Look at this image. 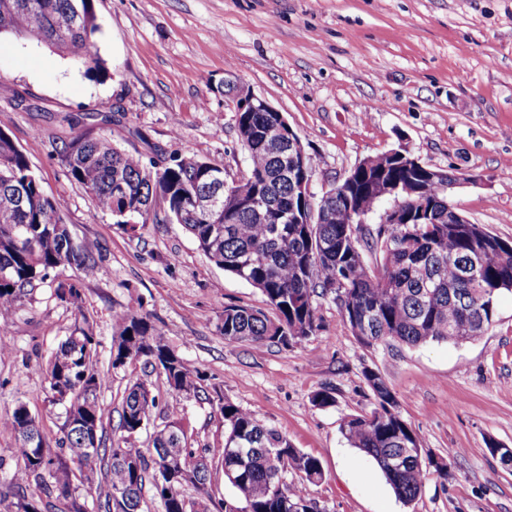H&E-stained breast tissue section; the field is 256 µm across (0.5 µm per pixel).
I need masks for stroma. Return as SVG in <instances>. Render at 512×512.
Segmentation results:
<instances>
[{
  "label": "stroma",
  "mask_w": 512,
  "mask_h": 512,
  "mask_svg": "<svg viewBox=\"0 0 512 512\" xmlns=\"http://www.w3.org/2000/svg\"><path fill=\"white\" fill-rule=\"evenodd\" d=\"M96 38L111 78H85L68 55L14 36L0 40V130L27 156L73 235L97 261L94 278L61 267L18 305L0 340V415L25 402L49 442L63 408L37 365L86 317L109 358L115 313L138 309L164 342L204 375L174 408L193 447H224L229 400L317 458L310 493L322 512H512V469L490 444L512 448V295L485 336L459 344L361 347L332 299L323 328L297 345H228L216 329L225 305L262 307L259 289L213 264L181 225L125 231L75 183L61 160L79 133L108 136L150 158L194 157L239 177L249 157L223 81L249 88L284 114L315 159L321 196L365 158L405 148L424 165L465 179L455 209L512 243V0H94ZM78 283L80 308L54 294ZM379 370L424 454L448 457L404 504L382 471L340 432L342 417L371 411L363 371ZM164 390L160 371L135 362L111 371L101 393L120 411L129 383ZM332 389L336 403L313 397Z\"/></svg>",
  "instance_id": "35a3bbf8"
}]
</instances>
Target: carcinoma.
Listing matches in <instances>:
<instances>
[{
	"instance_id": "1",
	"label": "carcinoma",
	"mask_w": 512,
	"mask_h": 512,
	"mask_svg": "<svg viewBox=\"0 0 512 512\" xmlns=\"http://www.w3.org/2000/svg\"><path fill=\"white\" fill-rule=\"evenodd\" d=\"M34 39L74 55L84 75L108 73L96 46L100 24L93 0H0V34ZM238 135L249 166L231 183L233 201L224 223L194 208L193 197L211 185L217 168L193 157L174 159L158 169L139 154L120 150L105 136L76 135L63 150L70 177L103 211L127 226L126 208L138 202L137 224L156 219L160 205L182 225L216 265L259 289L266 307L227 304L216 328L228 344L292 347L322 327L318 301L330 297L341 321L364 347L378 343L418 346L430 342L474 341L495 321L499 298L512 293V245L479 224L448 223V186L454 173L430 179L415 162L375 155L378 164L357 169L326 198L306 200L297 190L311 177L314 160L285 156L271 144L288 138L278 112H241ZM399 187L403 224L373 230L351 223L381 201L379 181ZM20 194L13 208L0 203V324L10 319L34 282L61 266L91 279L97 266L89 248L65 222L62 205L48 196L26 156L0 135V196ZM479 257L475 273L462 265ZM56 296L79 306L80 289L60 282ZM99 342L88 321L52 352L39 371L55 403H64L58 450L50 448L38 418L18 403L0 417V430L17 443L13 484L0 492L4 512H41L32 494L13 485L55 493L60 512H90L87 495L106 484L101 512H143L146 484L162 512H319L309 485L323 477L321 463L293 447L278 430L226 400L225 443L217 459L189 445L183 418L155 423L159 407L196 394L202 375L188 367L162 339L150 317L136 309L114 317L108 369L142 361L162 371L166 396L136 381L124 392L120 435L107 437L110 411L100 402L108 373L100 369ZM374 397L366 414L342 418L347 442L380 467L396 497L409 505L430 474L448 480L449 460L422 456L418 434L402 418L396 394L381 373L363 370ZM153 428L151 446L141 435ZM162 448L176 449L167 459ZM220 468L234 489L230 499L212 488ZM297 480H288V474ZM192 485L198 498L184 494Z\"/></svg>"
}]
</instances>
